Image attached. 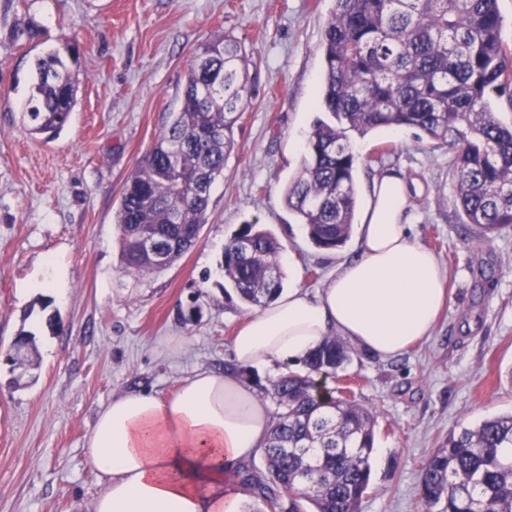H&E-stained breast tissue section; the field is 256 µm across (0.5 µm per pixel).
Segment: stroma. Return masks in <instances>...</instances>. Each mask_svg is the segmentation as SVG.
Instances as JSON below:
<instances>
[{"mask_svg": "<svg viewBox=\"0 0 512 512\" xmlns=\"http://www.w3.org/2000/svg\"><path fill=\"white\" fill-rule=\"evenodd\" d=\"M333 0H0V351L34 331L32 366L0 361V512H92L98 475L85 437L112 397L172 395L199 369L223 372L249 307L224 292V246L243 224L270 231L294 263L284 288L328 285L355 238L316 248L284 203L320 118L321 38ZM230 35L250 60L251 101L195 245L159 272L127 274L115 213L128 176L180 104L185 62ZM72 51L81 80L52 140L23 130L35 57ZM357 214L371 181L402 177L410 235L448 271L433 335L392 359L353 348L328 388L377 416L360 512H424L422 464L451 429L512 411V231L485 247L462 221L448 151L414 130L356 139ZM384 156V166L372 159ZM64 298L44 289L51 268ZM60 328H50L48 316ZM184 337L174 349L175 337Z\"/></svg>", "mask_w": 512, "mask_h": 512, "instance_id": "stroma-1", "label": "stroma"}]
</instances>
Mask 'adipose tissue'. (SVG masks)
Here are the masks:
<instances>
[{"label":"adipose tissue","mask_w":512,"mask_h":512,"mask_svg":"<svg viewBox=\"0 0 512 512\" xmlns=\"http://www.w3.org/2000/svg\"><path fill=\"white\" fill-rule=\"evenodd\" d=\"M409 192L385 174L373 182L357 253L326 288H295L247 315L232 338L236 364L302 360L339 335L380 359L429 338L447 299V272L408 232ZM272 421L261 395L233 372L198 370L162 398L114 397L85 440L101 489L92 512H240L225 472L259 455Z\"/></svg>","instance_id":"adipose-tissue-1"}]
</instances>
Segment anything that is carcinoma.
<instances>
[{"label": "carcinoma", "instance_id": "1", "mask_svg": "<svg viewBox=\"0 0 512 512\" xmlns=\"http://www.w3.org/2000/svg\"><path fill=\"white\" fill-rule=\"evenodd\" d=\"M321 42L323 112L305 143L300 171L284 200L320 249L345 243L354 221L358 158L352 136L411 127L451 154L449 173L462 223L482 229L481 247L512 228V123L492 98L512 103V55L501 36L498 0H334ZM79 73L55 53L38 57L21 112L32 136L50 140L78 103ZM251 84L244 47L231 36L202 45L186 64L180 105L125 181L116 223L131 273L160 269L138 241L151 227L171 264L195 245L210 197L188 198L198 172L224 178L237 112ZM280 242L245 224L224 246V278L244 305L261 307L282 290ZM350 349L328 336L288 371L262 386L277 407L264 450L265 469L234 478L257 501L254 512L288 496V512H359L371 481L375 413L322 390ZM512 412L448 432L422 467L427 512H512Z\"/></svg>", "mask_w": 512, "mask_h": 512}]
</instances>
